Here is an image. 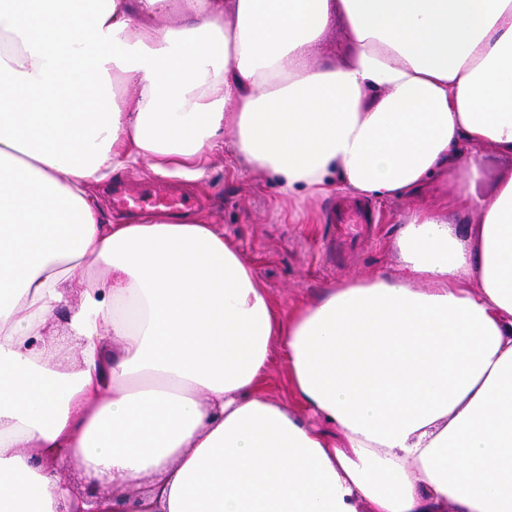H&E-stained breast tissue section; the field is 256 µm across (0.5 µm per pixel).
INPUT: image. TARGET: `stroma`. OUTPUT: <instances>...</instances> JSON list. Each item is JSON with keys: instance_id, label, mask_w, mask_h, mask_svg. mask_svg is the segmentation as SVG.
Listing matches in <instances>:
<instances>
[{"instance_id": "stroma-1", "label": "stroma", "mask_w": 512, "mask_h": 512, "mask_svg": "<svg viewBox=\"0 0 512 512\" xmlns=\"http://www.w3.org/2000/svg\"><path fill=\"white\" fill-rule=\"evenodd\" d=\"M181 187L201 202L196 218L223 230L284 312L314 301L338 282L397 272L403 217L422 204L446 203L449 194L447 181L437 178L421 196L374 200L380 224H334L333 212L362 204V197L338 190L294 200L281 195L261 173L232 165L223 154L214 159L204 180L185 181Z\"/></svg>"}]
</instances>
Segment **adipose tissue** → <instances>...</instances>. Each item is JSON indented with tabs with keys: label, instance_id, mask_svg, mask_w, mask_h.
<instances>
[{
	"label": "adipose tissue",
	"instance_id": "ef3b65f1",
	"mask_svg": "<svg viewBox=\"0 0 512 512\" xmlns=\"http://www.w3.org/2000/svg\"><path fill=\"white\" fill-rule=\"evenodd\" d=\"M483 143L512 158V0H0V512H85L76 463L101 512H512V170L457 188ZM222 150L288 196L456 191L401 274L284 313L214 225L102 218L112 174ZM277 350L324 428L263 393ZM348 51L345 27L342 23H335L315 48L314 57L321 64H338L346 59Z\"/></svg>",
	"mask_w": 512,
	"mask_h": 512
}]
</instances>
